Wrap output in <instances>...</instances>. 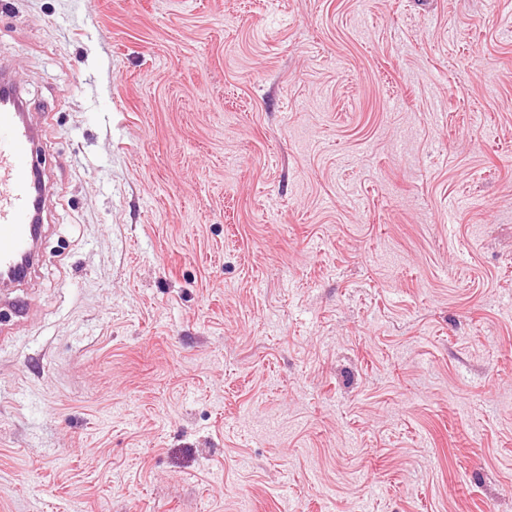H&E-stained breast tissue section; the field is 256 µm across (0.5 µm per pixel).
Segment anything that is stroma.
I'll list each match as a JSON object with an SVG mask.
<instances>
[{"label": "stroma", "instance_id": "obj_1", "mask_svg": "<svg viewBox=\"0 0 512 512\" xmlns=\"http://www.w3.org/2000/svg\"><path fill=\"white\" fill-rule=\"evenodd\" d=\"M0 67V512H512V0H0ZM0 78V272L12 269L22 257L30 273L38 244L35 230L34 181L43 173L33 158L34 127L23 114L16 90H7Z\"/></svg>", "mask_w": 512, "mask_h": 512}]
</instances>
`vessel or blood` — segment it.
Returning <instances> with one entry per match:
<instances>
[{
    "instance_id": "obj_1",
    "label": "vessel or blood",
    "mask_w": 512,
    "mask_h": 512,
    "mask_svg": "<svg viewBox=\"0 0 512 512\" xmlns=\"http://www.w3.org/2000/svg\"><path fill=\"white\" fill-rule=\"evenodd\" d=\"M35 137L17 92L0 85V272L36 254L34 182L43 173L33 158Z\"/></svg>"
}]
</instances>
